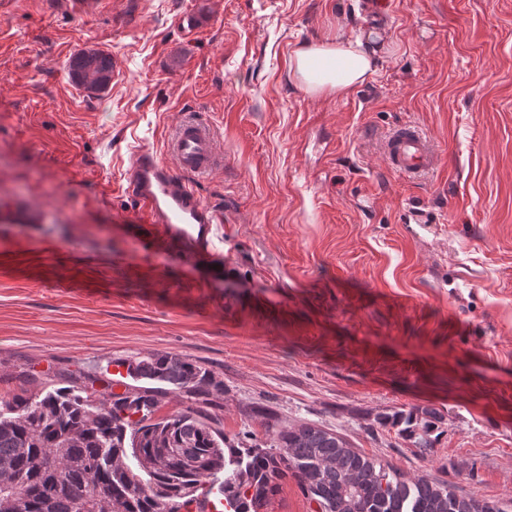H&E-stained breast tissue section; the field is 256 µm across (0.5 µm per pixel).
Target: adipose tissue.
<instances>
[{
	"mask_svg": "<svg viewBox=\"0 0 512 512\" xmlns=\"http://www.w3.org/2000/svg\"><path fill=\"white\" fill-rule=\"evenodd\" d=\"M380 47L361 30H337L334 36L297 46L288 79L311 96L342 99L378 71Z\"/></svg>",
	"mask_w": 512,
	"mask_h": 512,
	"instance_id": "adipose-tissue-1",
	"label": "adipose tissue"
}]
</instances>
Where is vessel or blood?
Listing matches in <instances>:
<instances>
[{"label":"vessel or blood","mask_w":512,"mask_h":512,"mask_svg":"<svg viewBox=\"0 0 512 512\" xmlns=\"http://www.w3.org/2000/svg\"><path fill=\"white\" fill-rule=\"evenodd\" d=\"M171 162L151 150L136 153L130 174L131 195L143 223L152 225L164 240L185 246L197 259L216 249L215 226L220 212L190 188L187 175H203L222 161L211 128L198 121L182 122L170 140ZM385 163L393 171L417 175L438 163L433 142L412 124L398 128L386 141Z\"/></svg>","instance_id":"vessel-or-blood-1"}]
</instances>
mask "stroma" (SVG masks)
<instances>
[{"label": "stroma", "mask_w": 512, "mask_h": 512, "mask_svg": "<svg viewBox=\"0 0 512 512\" xmlns=\"http://www.w3.org/2000/svg\"><path fill=\"white\" fill-rule=\"evenodd\" d=\"M5 2L0 394L171 352L223 380L228 435L308 422L404 477L512 498V0ZM375 15L393 52L371 80L289 83L300 43ZM86 48L115 63L106 91L68 76ZM189 116L223 156L191 179L223 217L194 262L138 246L128 190ZM403 124L439 154L419 179L382 157ZM421 407L433 448L379 422Z\"/></svg>", "instance_id": "1"}]
</instances>
